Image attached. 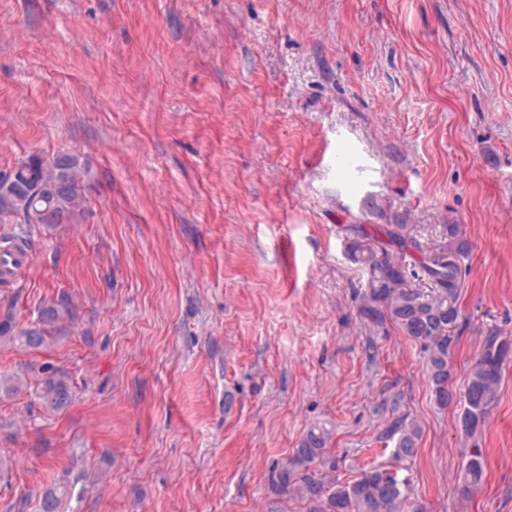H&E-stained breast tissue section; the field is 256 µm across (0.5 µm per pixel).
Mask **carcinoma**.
Returning a JSON list of instances; mask_svg holds the SVG:
<instances>
[{"label": "carcinoma", "instance_id": "cac0c4a2", "mask_svg": "<svg viewBox=\"0 0 512 512\" xmlns=\"http://www.w3.org/2000/svg\"><path fill=\"white\" fill-rule=\"evenodd\" d=\"M84 201L83 187L75 162L67 155L48 163L34 156L21 164L14 173L0 178V224L12 225L0 235V251L27 246L35 227H53L70 223ZM446 241L433 247L422 244L412 234L410 225L397 217L390 224L376 225V234H360L348 243L350 260L367 273L364 291L356 296L357 312L370 324L381 327L391 323L405 336L422 343L425 367L433 388L435 401L446 407L456 400L449 388V353L457 336L441 330L448 316L459 319L460 292L453 287L457 267L445 262L451 253L464 260L471 244L456 224L444 225ZM371 238L378 248L362 249L361 239ZM413 277L424 280L431 291L391 294L390 284ZM74 319V309L62 298L44 306L38 312L39 326L16 331L13 317L6 313L0 318V341L17 343L38 349L60 335ZM512 361V340L489 338L475 359L463 392L464 410L461 428L474 437L486 423L500 385L504 365ZM41 398L54 411H63L71 403L67 377L50 374L41 380ZM392 432L399 434L396 461L416 457L420 428L406 418L396 421ZM328 433L312 432L296 449L295 454L273 471L272 482L277 492L299 493L307 500L308 512H402L409 500V481L399 478L398 471L371 466L350 482L327 480L315 470L314 464L323 456ZM484 450L469 449L458 476V491L462 496L478 492L485 481ZM68 494L65 485L45 490L39 512H59Z\"/></svg>", "mask_w": 512, "mask_h": 512}]
</instances>
